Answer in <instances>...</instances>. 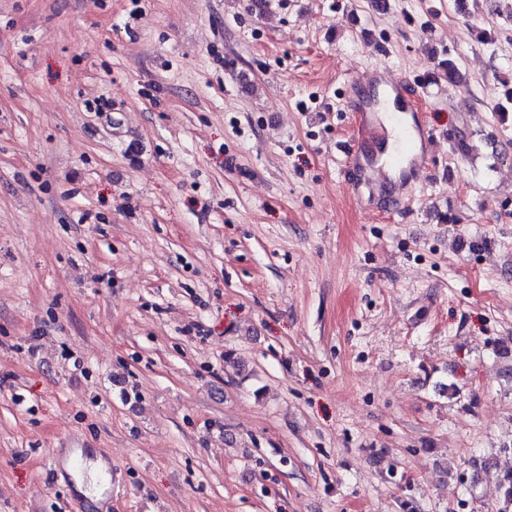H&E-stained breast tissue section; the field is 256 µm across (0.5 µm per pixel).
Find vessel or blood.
<instances>
[{
  "instance_id": "vessel-or-blood-1",
  "label": "vessel or blood",
  "mask_w": 512,
  "mask_h": 512,
  "mask_svg": "<svg viewBox=\"0 0 512 512\" xmlns=\"http://www.w3.org/2000/svg\"><path fill=\"white\" fill-rule=\"evenodd\" d=\"M410 95L408 85L377 69L369 70L362 82L349 83L345 88L349 111L369 115L376 127L378 151L371 163H364L357 144L339 146L348 166L365 167L360 186L370 202L399 203L391 171L405 167L410 173L419 174L430 168L429 147L438 133L427 125L407 121Z\"/></svg>"
}]
</instances>
